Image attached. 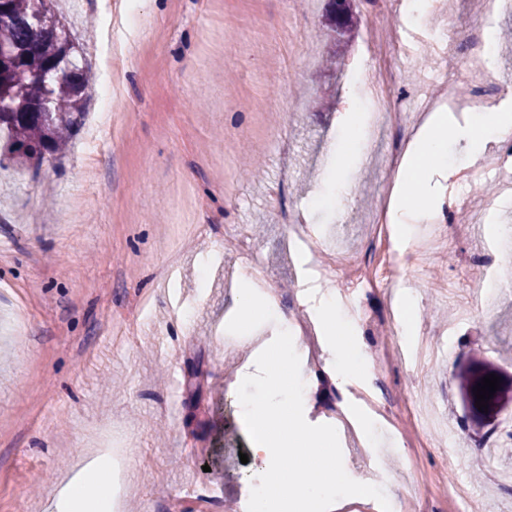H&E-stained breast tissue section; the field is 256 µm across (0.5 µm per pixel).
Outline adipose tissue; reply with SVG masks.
<instances>
[{
  "label": "adipose tissue",
  "instance_id": "ef3b65f1",
  "mask_svg": "<svg viewBox=\"0 0 512 512\" xmlns=\"http://www.w3.org/2000/svg\"><path fill=\"white\" fill-rule=\"evenodd\" d=\"M476 112L479 117L477 127L464 132L469 146L468 160L473 164L485 159L488 142L512 140L511 111L481 104L477 106ZM449 124L447 112L441 109L434 110L425 117L408 142L400 166L399 183L413 180L422 161L440 157L442 140L439 132ZM313 310L315 322L320 329L321 342L334 356L335 368L331 377L337 387H344L356 372L364 368L363 347L353 335L355 317L340 306L334 296L320 291L313 296ZM111 469V458L100 456L83 470L79 478L66 485L65 498L69 512H97L99 499L111 498L112 485L106 479Z\"/></svg>",
  "mask_w": 512,
  "mask_h": 512
}]
</instances>
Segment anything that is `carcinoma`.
Returning a JSON list of instances; mask_svg holds the SVG:
<instances>
[{
    "mask_svg": "<svg viewBox=\"0 0 512 512\" xmlns=\"http://www.w3.org/2000/svg\"><path fill=\"white\" fill-rule=\"evenodd\" d=\"M51 4L0 0V154L36 173L67 151L94 80Z\"/></svg>",
    "mask_w": 512,
    "mask_h": 512,
    "instance_id": "cac0c4a2",
    "label": "carcinoma"
}]
</instances>
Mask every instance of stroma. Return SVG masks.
I'll list each match as a JSON object with an SVG mask.
<instances>
[{"label":"stroma","instance_id":"stroma-1","mask_svg":"<svg viewBox=\"0 0 512 512\" xmlns=\"http://www.w3.org/2000/svg\"><path fill=\"white\" fill-rule=\"evenodd\" d=\"M68 0L53 8L82 48L97 84L117 104L104 120L101 97L66 156L40 173H0V512H67L62 484L108 449L122 467L119 512H168L183 485H216L211 512L248 502L258 472L241 463L252 446L237 397L253 349L236 313L241 276L266 278L282 297L295 345L316 386L304 403L312 424L339 430L354 480L381 486L391 512H512V457L485 450L512 435V262L493 266L489 305L460 320L487 254L472 222L512 226V199L496 179L465 199L433 253L421 242L377 241L384 205L387 129L375 130L352 172L343 212L325 202L336 148L350 138L341 117L357 68L393 60L398 87L443 92L461 85L448 65L438 78L436 46L475 25L497 34L493 102L512 110V5L485 18L482 0H429L418 22L377 0H347L346 32L327 22L330 0ZM434 178L403 190L402 219L418 221L428 193L452 203L467 142L445 136ZM301 215L318 245L302 258L278 214ZM202 234L185 235L186 225ZM245 231L257 268L222 252ZM401 264L397 287L353 293L321 278L318 258L362 257L373 245ZM214 256L208 275L202 257ZM356 316L355 334L379 370L337 388L331 355L312 332L310 279ZM413 308L399 305L401 292ZM445 358L426 365L420 342ZM497 375L487 411L474 388ZM430 401L438 424L420 428L411 399ZM372 421L365 438L347 406Z\"/></svg>","mask_w":512,"mask_h":512}]
</instances>
